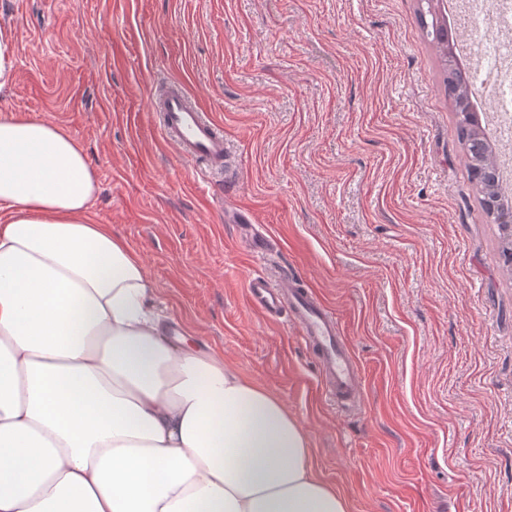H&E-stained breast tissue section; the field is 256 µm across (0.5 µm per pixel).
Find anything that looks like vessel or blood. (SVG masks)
I'll list each match as a JSON object with an SVG mask.
<instances>
[{
	"mask_svg": "<svg viewBox=\"0 0 512 512\" xmlns=\"http://www.w3.org/2000/svg\"><path fill=\"white\" fill-rule=\"evenodd\" d=\"M153 102L163 116L164 140L175 147L192 175L201 177L223 167L224 134L196 101L174 86L155 95ZM247 300L266 317L288 314L302 343L319 359L326 396L360 397L356 361L341 336L335 313L311 289L301 287L297 275L284 273L274 280L262 273L254 274L247 283Z\"/></svg>",
	"mask_w": 512,
	"mask_h": 512,
	"instance_id": "1",
	"label": "vessel or blood"
}]
</instances>
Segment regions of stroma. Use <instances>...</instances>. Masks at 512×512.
Segmentation results:
<instances>
[{"label": "stroma", "instance_id": "stroma-1", "mask_svg": "<svg viewBox=\"0 0 512 512\" xmlns=\"http://www.w3.org/2000/svg\"><path fill=\"white\" fill-rule=\"evenodd\" d=\"M417 0H0V110L93 164L90 216L139 254L157 308L298 418L351 512H512V278L486 223ZM180 82L224 129L188 175L153 112ZM248 214L272 240L248 247ZM332 309L362 400L333 402L258 271ZM14 44L10 36L0 33V89H2L9 77L13 66Z\"/></svg>", "mask_w": 512, "mask_h": 512}]
</instances>
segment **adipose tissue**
Wrapping results in <instances>:
<instances>
[{
	"label": "adipose tissue",
	"instance_id": "obj_1",
	"mask_svg": "<svg viewBox=\"0 0 512 512\" xmlns=\"http://www.w3.org/2000/svg\"><path fill=\"white\" fill-rule=\"evenodd\" d=\"M83 149L0 113V512H350L299 420L170 337Z\"/></svg>",
	"mask_w": 512,
	"mask_h": 512
}]
</instances>
